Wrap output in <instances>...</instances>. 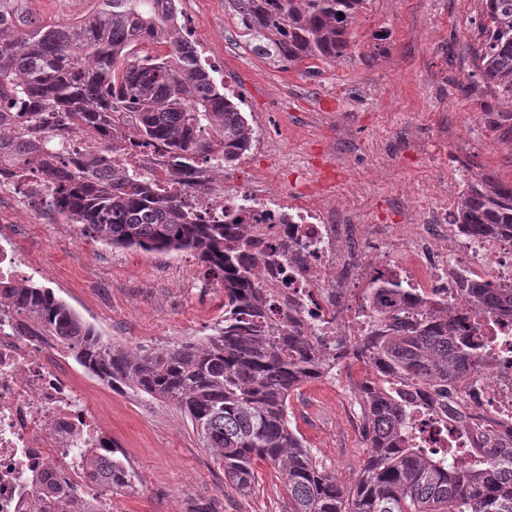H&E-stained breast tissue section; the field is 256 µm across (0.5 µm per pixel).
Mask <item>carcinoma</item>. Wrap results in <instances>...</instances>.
Returning <instances> with one entry per match:
<instances>
[{
	"label": "carcinoma",
	"instance_id": "cac0c4a2",
	"mask_svg": "<svg viewBox=\"0 0 512 512\" xmlns=\"http://www.w3.org/2000/svg\"><path fill=\"white\" fill-rule=\"evenodd\" d=\"M0 0V175L28 176L31 196L83 236L115 248L194 254L224 288L213 333L155 350L105 340L52 289L0 280V305L23 330L52 336L84 371L119 391L176 404L241 495L258 463L282 474L288 512H512V435L448 428L455 386L481 369V345L439 309L404 319L412 305L386 279L367 289L373 320L352 336L297 326L288 296L264 283L257 250L262 223L249 203L208 222L106 148L92 159L54 141L66 125L112 140V117L133 116V146L165 152L190 173L200 163L235 165L254 130L179 28L176 0H92L91 10L43 25ZM253 51L291 67L347 54L348 25L364 0H227ZM477 76L512 105V0H481ZM454 223L474 238L512 240V184L483 174L465 184ZM476 317L512 312V288L461 283ZM362 363L358 384L368 456L348 486L338 483L293 426L299 388ZM469 440L468 460L454 459ZM89 479L119 491L134 475L117 458H87ZM58 512H91L68 487L40 475Z\"/></svg>",
	"mask_w": 512,
	"mask_h": 512
}]
</instances>
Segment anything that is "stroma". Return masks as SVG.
<instances>
[{"mask_svg":"<svg viewBox=\"0 0 512 512\" xmlns=\"http://www.w3.org/2000/svg\"><path fill=\"white\" fill-rule=\"evenodd\" d=\"M44 23L85 14L90 0H20ZM201 59L256 133L251 150L215 176L226 190L268 175L293 206L354 213L371 238L396 249L407 225L454 213L463 182L512 183V108L494 87L469 83L479 0H367L349 24L346 58L291 68L258 57L227 0H177ZM29 255L25 276L52 289L114 345L153 350L211 334L224 290L186 252L95 243L34 199L0 186V225ZM347 375L301 387L292 421L343 483L366 457ZM136 486L113 493L114 512H288L281 476L261 464L250 494L224 470L174 404L90 387Z\"/></svg>","mask_w":512,"mask_h":512,"instance_id":"35a3bbf8","label":"stroma"}]
</instances>
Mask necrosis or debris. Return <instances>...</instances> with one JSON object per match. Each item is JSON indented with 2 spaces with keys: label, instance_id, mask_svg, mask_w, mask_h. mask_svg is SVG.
Wrapping results in <instances>:
<instances>
[{
  "label": "necrosis or debris",
  "instance_id": "4bbe7bcc",
  "mask_svg": "<svg viewBox=\"0 0 512 512\" xmlns=\"http://www.w3.org/2000/svg\"><path fill=\"white\" fill-rule=\"evenodd\" d=\"M117 160L140 165L160 182L181 183L184 201L199 213L224 209V192L215 188L208 166H197L187 178L158 152L127 149ZM250 199L264 213L292 215L291 223L278 227L288 239V253L265 241L263 270L265 279L295 301L305 326L326 336L348 335L350 319L377 317L354 285L379 273L400 280L419 296L420 311L448 307L465 335L487 347L483 375L468 394L474 406L469 421L512 425V315L476 318L461 309L459 288L464 276L512 286V243L476 241L450 224H414L403 239L402 260L387 254L377 260L367 232L351 217L339 220L316 207L293 211L262 190ZM445 235L453 242L448 250L436 245ZM115 448L111 428L91 407L61 348L47 337L28 335L0 312V512H28L39 473L71 486L97 512H112V488L87 479L86 455L108 458Z\"/></svg>",
  "mask_w": 512,
  "mask_h": 512
}]
</instances>
